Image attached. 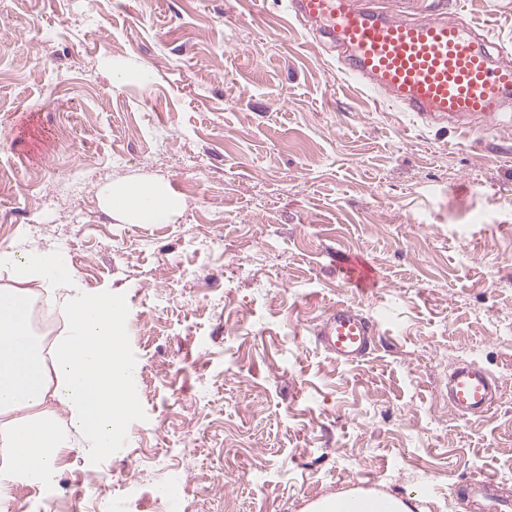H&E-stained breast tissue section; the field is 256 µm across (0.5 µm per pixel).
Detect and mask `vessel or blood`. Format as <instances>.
Here are the masks:
<instances>
[{
    "label": "vessel or blood",
    "mask_w": 512,
    "mask_h": 512,
    "mask_svg": "<svg viewBox=\"0 0 512 512\" xmlns=\"http://www.w3.org/2000/svg\"><path fill=\"white\" fill-rule=\"evenodd\" d=\"M297 20L343 50L342 71L381 99L414 113L423 123L463 118L490 123L512 98V67L494 64L471 26L449 17L435 0L431 10L405 17L374 0H291ZM373 326L353 308L337 305L322 323L325 350L353 363L370 350ZM499 382L480 364L467 362L448 376V405L461 418L480 417L494 406ZM495 481L466 484L483 495L481 512H512V499L493 494Z\"/></svg>",
    "instance_id": "b4317fda"
}]
</instances>
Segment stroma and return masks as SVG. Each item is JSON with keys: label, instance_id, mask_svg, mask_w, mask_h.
<instances>
[{"label": "stroma", "instance_id": "1", "mask_svg": "<svg viewBox=\"0 0 512 512\" xmlns=\"http://www.w3.org/2000/svg\"><path fill=\"white\" fill-rule=\"evenodd\" d=\"M459 2L512 62V0ZM504 110L423 124L342 76L284 0H0V242L107 290L137 372L120 444L60 453L62 512H166L174 482L180 512H307L352 488L471 512L480 475L512 494ZM124 183L164 186L169 223L107 210ZM353 257L375 287L338 277ZM339 303L374 327L356 363L317 339ZM466 361L501 383L482 417L448 406Z\"/></svg>", "mask_w": 512, "mask_h": 512}]
</instances>
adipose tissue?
<instances>
[{"label":"adipose tissue","mask_w":512,"mask_h":512,"mask_svg":"<svg viewBox=\"0 0 512 512\" xmlns=\"http://www.w3.org/2000/svg\"><path fill=\"white\" fill-rule=\"evenodd\" d=\"M103 203L132 224L168 223L177 207L162 186L142 184L108 187ZM0 269L11 278L0 285V457L8 461L0 469L1 507L12 484L49 479L62 449H109L137 382L116 356L123 320L111 296L84 293L61 254L1 244ZM35 286L67 316L48 359L32 328ZM310 512L412 508L390 494L355 491L322 498Z\"/></svg>","instance_id":"adipose-tissue-1"}]
</instances>
